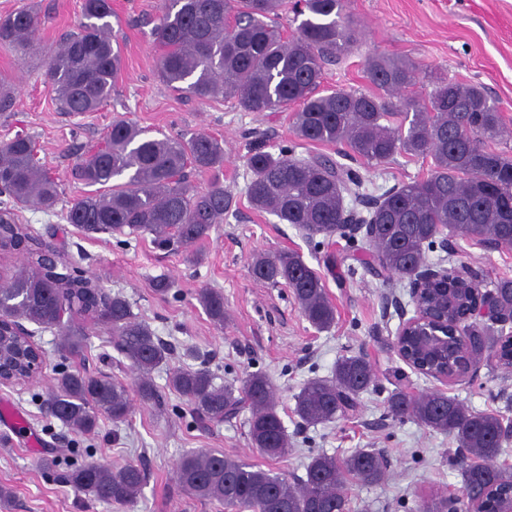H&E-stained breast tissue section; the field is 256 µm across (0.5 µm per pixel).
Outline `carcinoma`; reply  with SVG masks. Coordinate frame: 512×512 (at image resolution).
<instances>
[{"mask_svg": "<svg viewBox=\"0 0 512 512\" xmlns=\"http://www.w3.org/2000/svg\"><path fill=\"white\" fill-rule=\"evenodd\" d=\"M287 0H162L153 29L161 48L158 78L167 86L200 100L224 96L245 112H294V135L304 141L344 145L350 155L371 165L389 162L398 153L431 158L430 173L403 183L378 200L369 218L368 246L375 263L362 268L402 279L424 261V250L438 236L493 240L512 248V159L487 142L503 132L500 108L483 87L434 77V88L415 90L419 68L406 60L377 55L366 65L369 81L383 94L337 89L320 94L323 63L344 51L354 38L345 13L346 0H300L293 5L303 17L297 34L286 39L272 18ZM111 0H82L81 29L63 41L46 66L48 84L60 110L70 115L95 112L112 93L121 68L120 48L113 45ZM38 16L23 7L0 19V46L27 48L38 35ZM224 163V146L205 134L188 140L147 138L126 122L112 125L105 146L79 164L76 176L90 191L76 200L66 220L86 235L150 234L161 250H178L209 236L224 222L232 198L213 181L205 189L192 185L186 168L211 170ZM251 206L296 227L306 238L332 237L341 230L347 209L345 194L362 177L329 159H300L290 147L273 154L254 150L248 158ZM60 200L57 183L37 158L36 145L17 133L0 144V251L24 246L26 260L0 283V318L10 342L13 379L27 376L36 362L28 344L9 335V324L24 320L61 331L59 348L80 356L87 334L74 323L89 318L112 336L117 349L138 373L137 394L156 403L159 391L151 373L167 363L172 347L151 327L133 316L130 302L101 287L70 289L71 270L48 261L42 244L17 223V209L36 205L46 211ZM253 277L291 289L302 315L316 329L336 320V308L324 283L296 251L257 255ZM497 306L512 312V279L494 284ZM198 300L209 319L224 325V295L202 288ZM475 301L474 286L452 278L430 287L424 306L448 303V322L463 319ZM431 373L459 376L469 366L492 361L512 367V343L490 326H470L465 335L448 337V351L424 356ZM373 382L362 355L336 362L330 379H311L296 396L294 413L306 424L333 420L356 410L359 394ZM169 385L201 421L220 424L247 408L252 445L271 458L288 454V435L277 409L271 381L248 373L241 386L216 383L205 367L183 368ZM127 387L107 375L61 371L52 379L48 413L80 433L95 431L99 422L127 421ZM395 418L414 417L422 425L447 434L466 451L461 467L462 494L448 501H425L422 512H461L471 507V491L484 493L478 512H508L512 507V467L498 466L505 418L474 412L441 392L412 397L402 390L388 399ZM190 495L216 501L230 512H353L343 492L348 480L382 482L387 462L373 448H360L344 458L318 455L297 485L260 466L201 450L183 456L176 469ZM144 471L129 463L118 469L90 461L72 470L68 481L107 504L133 502Z\"/></svg>", "mask_w": 512, "mask_h": 512, "instance_id": "carcinoma-1", "label": "carcinoma"}]
</instances>
